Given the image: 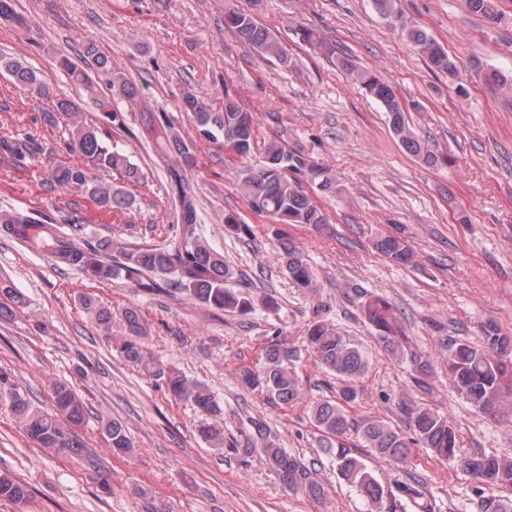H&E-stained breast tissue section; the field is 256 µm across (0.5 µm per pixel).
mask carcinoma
Returning <instances> with one entry per match:
<instances>
[{
  "instance_id": "obj_1",
  "label": "carcinoma",
  "mask_w": 512,
  "mask_h": 512,
  "mask_svg": "<svg viewBox=\"0 0 512 512\" xmlns=\"http://www.w3.org/2000/svg\"><path fill=\"white\" fill-rule=\"evenodd\" d=\"M502 0H466L468 9L480 14L496 26L512 23V14L501 8ZM376 11L401 31V36L429 67L453 78L457 75L455 62L446 50L424 29L404 18L398 0H373ZM224 25L235 32L241 43L261 55L288 65V54L263 25L251 15L229 8L224 12ZM297 35L302 43L326 55H335V47L316 30L300 27ZM87 57L110 74L112 88L129 100L137 96L134 85L124 74L113 69L108 58L89 46ZM372 98L387 112L390 129L402 147L419 162L434 167L445 162L423 143L405 119V106L392 85L381 76L359 70L346 59L340 61ZM57 65L64 70L76 88L94 93L86 74L73 61L62 56ZM0 70L11 75L24 88L43 94L44 86L37 73L15 57L0 56ZM184 110L191 113L199 134L210 139L224 140L240 158L248 157L257 145L253 115H248L233 99L224 101V109H210L192 90L184 92ZM139 137L154 149L156 164L167 175L172 196L178 207V221L174 241L163 247L128 250L112 247L105 239L90 250L77 246L69 235L39 223L30 213L17 209H0V232L15 238L34 250L45 251L62 264L90 269L94 276L108 280L136 278L149 290L165 289L160 279L174 273L177 289L184 290L203 304L218 310L246 314L254 309V300L231 287L237 278L234 268L224 262V254L215 250L202 235L198 223L195 196L192 193L187 167L191 158L188 143L173 122L163 112L140 113ZM72 148L89 159L97 168L116 171L128 178L138 175L137 169L125 154L109 148L101 132L88 125H73ZM0 149L23 163L29 156L25 144L2 140ZM52 178L59 186L70 188L92 197L99 206L112 210L126 209L134 201L123 187L89 175L81 165L59 166L52 170ZM238 184L251 208L260 214L277 218L284 224L327 223L322 209L312 200L305 186H316L324 194L336 197L344 192L343 185L317 158L301 148H286L282 142L271 140L264 147L262 165L244 166L238 171ZM373 248L396 265L414 262L413 249L400 237L378 235ZM279 261L288 277L301 288L315 287V273L303 253L290 241L280 243ZM360 309L363 319L374 330L387 355L397 357L402 351V331L399 318L382 296L364 294ZM79 303L89 319L103 332L112 328V310L102 305L93 295L83 294ZM123 318L129 336L120 345L123 358L142 370L150 378L164 385L176 400L189 402L207 421L199 426L200 437L214 448H224V409L216 395L204 384L188 380L181 372L166 365L146 350L143 339L146 332L138 313L126 310ZM306 350L322 368L336 374L341 381L340 394L335 400H317L311 404L316 426L322 432L338 436L349 429L350 422L344 406L358 399L357 381L368 367L366 354L342 336L331 323L317 319L307 326ZM298 357L289 350L282 332L266 346L263 364L258 369L245 367L239 371L240 384L249 389L261 388L280 404H289L301 395L300 383L290 371L288 362ZM448 376L454 391L475 409L489 413L496 411L504 390L512 385V343L498 330L485 327V342L475 345L467 340L454 342L448 349ZM7 395L8 405L19 426L43 448H81L83 444L71 434L69 426L81 424L87 407L83 399L70 387L57 383L51 394V411L35 405L6 373L0 374V394ZM396 406L407 422L414 438L407 439L398 429L381 418H366L356 431L363 447L372 449L389 461H400L412 444H419L441 458L458 461L462 469L474 478L489 484L512 487V461L498 455L461 452L459 436L448 419L429 406L417 402L410 394L401 393ZM255 433L262 441V451L270 470L289 489L301 491L318 500L322 485L312 471L295 455L279 446L267 433L265 425L253 422ZM106 438L112 451L127 454L133 443L123 423L110 419L104 424ZM341 477L353 486L361 497L375 505L382 502L383 490L367 471L365 464L353 456L350 449L339 447L334 453ZM0 497L21 502L26 499L25 487L7 476H0Z\"/></svg>"
}]
</instances>
